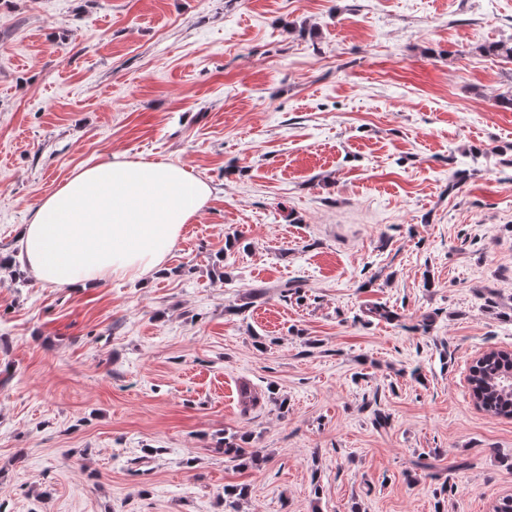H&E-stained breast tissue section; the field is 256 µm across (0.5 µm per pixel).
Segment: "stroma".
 I'll return each instance as SVG.
<instances>
[{"label": "stroma", "mask_w": 512, "mask_h": 512, "mask_svg": "<svg viewBox=\"0 0 512 512\" xmlns=\"http://www.w3.org/2000/svg\"><path fill=\"white\" fill-rule=\"evenodd\" d=\"M488 41L512 44V0H0V512L512 495V418L467 381L512 351V63ZM115 155L213 189L165 272L13 265L40 200Z\"/></svg>", "instance_id": "stroma-1"}]
</instances>
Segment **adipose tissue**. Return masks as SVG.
Instances as JSON below:
<instances>
[{"label": "adipose tissue", "instance_id": "ef3b65f1", "mask_svg": "<svg viewBox=\"0 0 512 512\" xmlns=\"http://www.w3.org/2000/svg\"><path fill=\"white\" fill-rule=\"evenodd\" d=\"M210 194L176 164L116 158L81 167L21 225L16 260L37 280L72 288L148 278Z\"/></svg>", "mask_w": 512, "mask_h": 512}]
</instances>
